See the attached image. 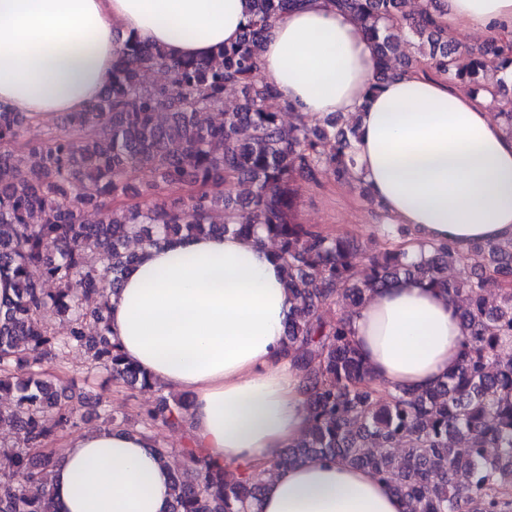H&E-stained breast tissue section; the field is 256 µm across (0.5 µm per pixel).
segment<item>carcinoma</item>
<instances>
[{
  "label": "carcinoma",
  "instance_id": "obj_1",
  "mask_svg": "<svg viewBox=\"0 0 512 512\" xmlns=\"http://www.w3.org/2000/svg\"><path fill=\"white\" fill-rule=\"evenodd\" d=\"M250 20L241 39L210 59L171 62L165 51L134 35L118 37L120 55L100 98L64 116L40 139H21L29 119L0 105V277L14 298L0 305V410L15 444L0 449V512H55L46 488L58 458L46 451L53 428L74 427L80 408L45 376L42 364L74 350L130 388L158 386L128 362L108 336L105 294L117 290L139 259L131 241L153 245L182 237L262 231L277 241L276 259L296 303L285 349L303 376L308 432L269 467L320 456L363 467L406 504L407 512H512V240L421 247L408 258L391 242L363 251L349 236L325 235L296 221L297 179L330 175L353 180L348 150L357 126L336 129L338 117L284 123L277 93L261 76L262 42L270 21L298 0H247ZM372 40L374 92L399 67L391 31L407 19L405 0H335ZM409 33L429 52L425 63L469 89L490 68L512 67V45L490 41L474 49L448 37L434 15L410 22ZM162 69L167 80L147 85L142 73ZM224 115L218 125L199 112ZM39 171L31 180L22 166ZM252 190L225 195L232 182ZM465 259L471 276L448 280V265ZM367 273L358 279V266ZM415 279L459 305L467 347L445 379L425 389L369 387L371 369L347 316L378 288ZM55 285L48 292L44 284ZM62 317L67 333L42 318ZM97 335L86 333L88 322ZM182 401L167 399L146 412L144 428L178 424ZM187 468L173 472L171 512H259L263 481L243 469L217 467L191 448Z\"/></svg>",
  "mask_w": 512,
  "mask_h": 512
}]
</instances>
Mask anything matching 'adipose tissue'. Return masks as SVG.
I'll return each instance as SVG.
<instances>
[{"label":"adipose tissue","instance_id":"obj_1","mask_svg":"<svg viewBox=\"0 0 512 512\" xmlns=\"http://www.w3.org/2000/svg\"><path fill=\"white\" fill-rule=\"evenodd\" d=\"M247 0H0V104L43 122L83 111L112 75L117 35L203 58L237 42ZM439 22L512 35V0H442ZM373 46L333 0H301L271 21L261 75L288 111L353 117L354 175L384 217L423 241L512 239V135L494 118L497 86L464 91L401 71L368 91ZM293 297L270 247L234 233L143 247L108 297V328L126 358L190 397L179 428L206 458L263 474L309 427L307 396L283 351ZM376 387H427L465 343L456 303L413 280L375 291L351 319ZM171 472L127 429L69 437L50 486L57 512H170ZM260 512H405L367 470L312 457L266 484Z\"/></svg>","mask_w":512,"mask_h":512}]
</instances>
